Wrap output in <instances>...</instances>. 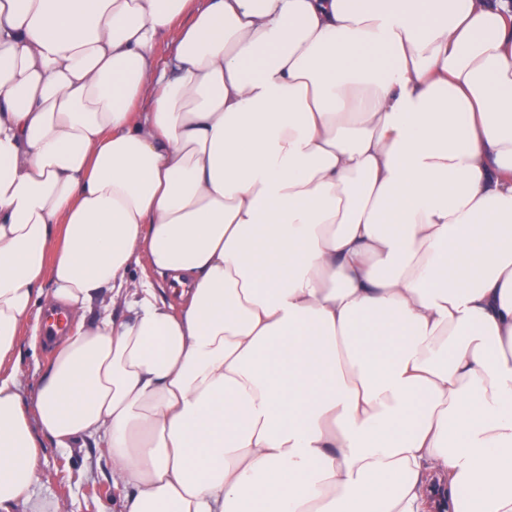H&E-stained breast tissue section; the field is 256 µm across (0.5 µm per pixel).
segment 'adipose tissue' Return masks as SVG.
<instances>
[{
  "label": "adipose tissue",
  "instance_id": "1",
  "mask_svg": "<svg viewBox=\"0 0 512 512\" xmlns=\"http://www.w3.org/2000/svg\"><path fill=\"white\" fill-rule=\"evenodd\" d=\"M46 438L126 512H512V0H0V512ZM30 324L27 329L23 331L20 336L21 357L18 360L19 372L23 375L26 381V395L25 402L31 403L40 380V377L49 363L53 360L55 353V344L50 351H47L42 343V336L40 330L33 336ZM425 512L448 511V479L443 472H434L429 475L423 489Z\"/></svg>",
  "mask_w": 512,
  "mask_h": 512
}]
</instances>
